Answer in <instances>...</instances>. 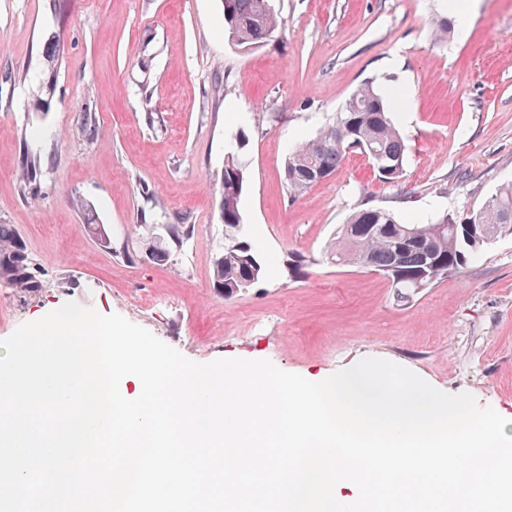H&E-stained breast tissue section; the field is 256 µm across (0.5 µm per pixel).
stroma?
<instances>
[{"label":"stroma","mask_w":512,"mask_h":512,"mask_svg":"<svg viewBox=\"0 0 512 512\" xmlns=\"http://www.w3.org/2000/svg\"><path fill=\"white\" fill-rule=\"evenodd\" d=\"M272 7L279 34L245 49L224 36L221 0H0V222L15 225L41 281L0 288V339L72 301L198 363L268 360L313 380L380 358L512 420V236L406 305L382 275L327 258L362 198L427 224L475 211L512 182V0H478L464 33L454 0ZM367 81L388 95L404 138L402 180L379 182L352 154L290 197L286 155ZM234 142L249 164L238 236L266 275L227 300L212 262ZM26 151L42 163L27 191ZM406 189L414 198L402 199ZM89 216L109 246L85 234ZM143 223L194 231L160 265L137 253ZM294 252L312 260L298 279L286 267Z\"/></svg>","instance_id":"obj_1"}]
</instances>
